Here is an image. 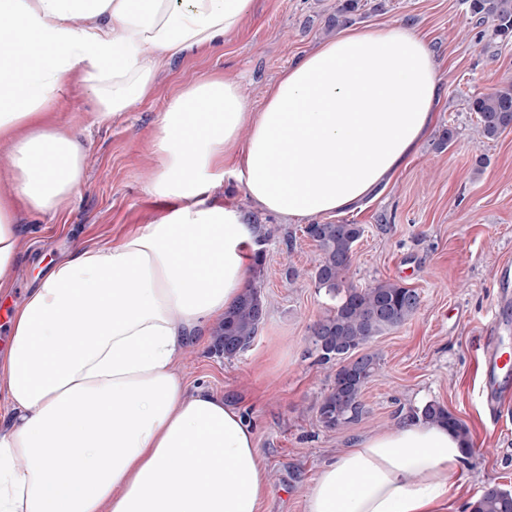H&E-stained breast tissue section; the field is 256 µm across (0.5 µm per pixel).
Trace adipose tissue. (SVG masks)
I'll return each instance as SVG.
<instances>
[{
    "instance_id": "adipose-tissue-1",
    "label": "adipose tissue",
    "mask_w": 512,
    "mask_h": 512,
    "mask_svg": "<svg viewBox=\"0 0 512 512\" xmlns=\"http://www.w3.org/2000/svg\"><path fill=\"white\" fill-rule=\"evenodd\" d=\"M253 0H0V286L17 256L16 208L54 212L82 183L83 145L49 123L73 74L99 119L145 101V58L206 48ZM86 18L75 26V18ZM439 64L410 23L347 28L284 70L252 111L209 76L166 105L150 192L175 205L107 248L54 266L12 316L0 354L14 428L0 436V512H260L271 488L252 426L206 388L187 393L180 352L251 286L257 228L205 205L235 162L262 211L342 213L418 151L441 100ZM460 438L399 418L325 463L305 512H461Z\"/></svg>"
}]
</instances>
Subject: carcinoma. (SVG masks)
Instances as JSON below:
<instances>
[{
  "mask_svg": "<svg viewBox=\"0 0 512 512\" xmlns=\"http://www.w3.org/2000/svg\"><path fill=\"white\" fill-rule=\"evenodd\" d=\"M467 2L479 23L492 25L494 36L512 38V0ZM467 108L477 116L479 135L486 140L497 139L512 129V84L471 97ZM304 234L319 250L313 270L315 283L334 301V307L310 327V336L320 361L334 377L318 404L319 421L327 429H338L362 418V394L379 367L377 355L362 354L360 349L409 321L419 308L420 296L415 289L390 280L365 288L347 283L355 246L363 236L361 225L308 224ZM263 315L261 291L251 287L213 329V348L226 358L238 355L256 336ZM420 413L428 420L446 424L464 442V453L472 455L467 426L447 407L430 401ZM470 512H512V491L488 484L473 497Z\"/></svg>",
  "mask_w": 512,
  "mask_h": 512,
  "instance_id": "obj_1",
  "label": "carcinoma"
}]
</instances>
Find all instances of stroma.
<instances>
[{
	"instance_id": "stroma-1",
	"label": "stroma",
	"mask_w": 512,
	"mask_h": 512,
	"mask_svg": "<svg viewBox=\"0 0 512 512\" xmlns=\"http://www.w3.org/2000/svg\"><path fill=\"white\" fill-rule=\"evenodd\" d=\"M339 5L255 0L253 16L221 44L157 61L150 98L104 121L86 85L69 78L53 119L85 145L82 184L56 212L15 211L18 254L0 298L20 307L55 263L110 246L166 213L168 202L148 185L159 164L154 141L167 102L216 75L239 83L259 109L284 69L338 34L330 19ZM403 19L428 36L444 90L435 127L453 126L456 136L442 147L430 135L383 193L341 216L364 228L348 283L364 288L391 280L421 297L409 321L369 345L380 366L363 393L360 421L329 430L318 420L317 403L332 379L318 362L310 327L333 302L312 277L318 250L303 233L304 221L255 209L233 174L204 195L207 204L235 206L260 225L264 261L253 284L265 297V315L236 357L214 354L206 332L180 355L176 371L187 390L206 387L250 420L272 478L263 512H304V495L324 462L430 401L466 424L477 450L452 494L466 503L489 483L512 490V372L496 377L508 394L498 411L481 399L483 337L512 350V130L482 139L475 114L465 109L468 97L512 83V40L494 37L465 0H362L350 24Z\"/></svg>"
}]
</instances>
